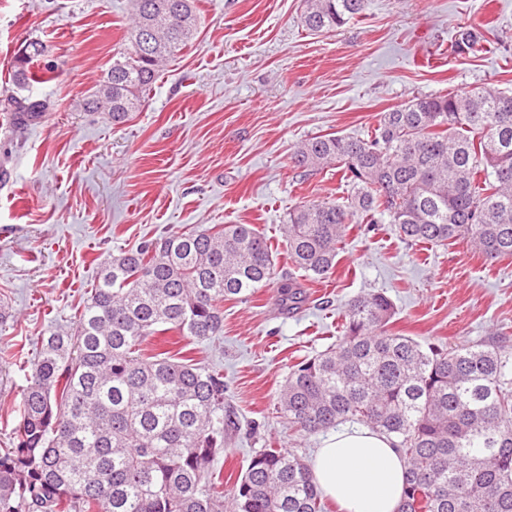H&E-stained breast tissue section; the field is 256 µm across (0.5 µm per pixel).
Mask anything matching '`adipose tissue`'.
Segmentation results:
<instances>
[{
  "mask_svg": "<svg viewBox=\"0 0 512 512\" xmlns=\"http://www.w3.org/2000/svg\"><path fill=\"white\" fill-rule=\"evenodd\" d=\"M311 470L343 512H395L405 484L404 462L391 439L368 428L329 436L317 449Z\"/></svg>",
  "mask_w": 512,
  "mask_h": 512,
  "instance_id": "obj_1",
  "label": "adipose tissue"
}]
</instances>
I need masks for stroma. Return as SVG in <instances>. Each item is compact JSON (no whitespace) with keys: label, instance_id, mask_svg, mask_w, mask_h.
I'll return each instance as SVG.
<instances>
[{"label":"stroma","instance_id":"35a3bbf8","mask_svg":"<svg viewBox=\"0 0 512 512\" xmlns=\"http://www.w3.org/2000/svg\"><path fill=\"white\" fill-rule=\"evenodd\" d=\"M193 39L165 62L142 105L113 124L83 107L109 60L131 46L129 0H0V100L13 60L38 39L55 65L30 89L50 104L19 126L0 110V448L40 338L75 327L109 256L187 229L249 224L275 252L278 274L307 300L277 292L224 303V334L171 345V356L224 370L238 430L215 465L225 486L265 448L311 460L326 432L289 430L277 396L290 367L324 351L357 296L378 292L391 329L444 346L512 337V258L490 260L465 241L408 244L382 219L349 231L333 273L296 268L281 228L303 202L352 187L335 166L306 174L292 156L324 134L366 137L381 113L427 96L487 85L512 92V0H368L363 17L314 35L304 0H195ZM476 42L453 45L460 31Z\"/></svg>","mask_w":512,"mask_h":512}]
</instances>
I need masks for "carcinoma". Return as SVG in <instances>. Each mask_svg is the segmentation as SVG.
I'll use <instances>...</instances> for the list:
<instances>
[{
	"mask_svg": "<svg viewBox=\"0 0 512 512\" xmlns=\"http://www.w3.org/2000/svg\"><path fill=\"white\" fill-rule=\"evenodd\" d=\"M132 50L88 92L87 112L112 123L129 112L183 49L196 26L192 0H131ZM367 0H307L306 28L332 32L361 17ZM15 57L16 92L3 110L38 121L46 102L21 95L38 80L46 46ZM294 163L336 164L353 187L344 206L327 196L289 213L292 263L325 276L351 224L383 216L410 243L465 240L490 259L512 257V94L483 87L418 98L381 114L374 134L319 135ZM276 286L297 310L302 286L278 276L268 240L247 224L189 230L100 264L76 327L42 337L22 392L14 446L0 448V512H326L311 468L293 452H257L231 488L213 464L224 432V372L151 355L173 332L205 341L224 332L226 299ZM392 302L353 299L341 335L293 365L278 404L288 428L315 434L358 422L394 438L406 482L396 512H512V338L441 347L390 331Z\"/></svg>",
	"mask_w": 512,
	"mask_h": 512,
	"instance_id": "obj_1",
	"label": "carcinoma"
}]
</instances>
